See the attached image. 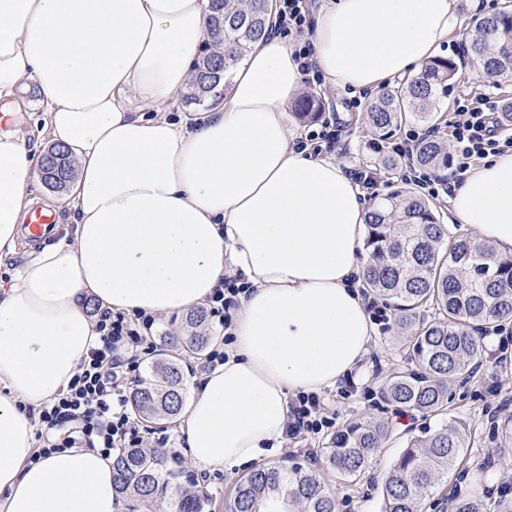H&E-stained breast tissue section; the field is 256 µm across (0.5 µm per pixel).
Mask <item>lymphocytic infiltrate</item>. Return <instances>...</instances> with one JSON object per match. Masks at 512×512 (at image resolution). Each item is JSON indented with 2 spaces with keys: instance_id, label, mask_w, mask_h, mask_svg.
<instances>
[{
  "instance_id": "lymphocytic-infiltrate-1",
  "label": "lymphocytic infiltrate",
  "mask_w": 512,
  "mask_h": 512,
  "mask_svg": "<svg viewBox=\"0 0 512 512\" xmlns=\"http://www.w3.org/2000/svg\"><path fill=\"white\" fill-rule=\"evenodd\" d=\"M309 24L310 0H279L275 32L298 38L296 56L302 61L300 70L305 82L318 85L323 76L313 60L311 43L305 38ZM501 113L499 102L488 95L456 98L448 138L460 169L512 149V125L503 121ZM422 139V132L410 129L390 146L377 142L373 148L406 159L405 180L426 190L431 197L452 195L454 187L450 180L430 178L411 165ZM155 322V316L150 314L138 315L131 321L121 313L97 312V346L79 364L67 389L38 412L42 454L61 448L93 447L108 454L115 448L140 445L135 421L126 414H113L112 397L123 387L125 368L135 362L134 350L151 340ZM334 426V417L319 394L301 392L291 401L286 431L289 440L315 436Z\"/></svg>"
}]
</instances>
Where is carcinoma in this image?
I'll use <instances>...</instances> for the list:
<instances>
[{"mask_svg": "<svg viewBox=\"0 0 512 512\" xmlns=\"http://www.w3.org/2000/svg\"><path fill=\"white\" fill-rule=\"evenodd\" d=\"M271 8L264 0H212L206 52L194 64L185 99L200 101L214 80L227 84L229 73L251 46L269 31ZM469 61L482 65L493 82L512 78V8L473 21L466 50L438 56L396 91L382 93L368 105V116L382 138L393 136L408 118L422 124L435 120V110L448 97L459 70ZM320 107L313 94L296 102L297 115L311 118ZM416 163L442 171L448 168L446 145L421 141ZM44 179L56 189L68 186L72 164L63 150L53 147L43 156ZM367 261L363 279L379 295L393 299L398 324L407 330L414 368L386 383L384 400L401 409L444 415L451 392L448 379L471 375L482 358L480 329L512 318V255L465 236L448 234L435 207L411 189L398 187L372 203L366 220ZM432 307L437 317L417 327L416 310ZM205 310L187 318V330L173 337L184 352L198 355L208 338L195 332L206 322ZM165 386L151 383L136 388L135 410L144 418L174 416L183 401V373L171 363L153 365ZM392 435L391 423L371 417L350 422L330 438L325 463L331 473L358 478ZM467 428L459 421L444 423L409 440L381 483L380 512H421L423 500L444 475L465 463ZM113 487L138 505L166 499L180 472L169 466L163 449L125 448L112 457ZM283 498L288 512H336L322 473L298 463L262 466L241 477L228 512H259L267 500ZM175 512H203L204 496L183 491L174 500ZM453 512H485L481 500L458 496Z\"/></svg>", "mask_w": 512, "mask_h": 512, "instance_id": "carcinoma-1", "label": "carcinoma"}]
</instances>
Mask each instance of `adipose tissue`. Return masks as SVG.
Segmentation results:
<instances>
[{"label": "adipose tissue", "instance_id": "ef3b65f1", "mask_svg": "<svg viewBox=\"0 0 512 512\" xmlns=\"http://www.w3.org/2000/svg\"><path fill=\"white\" fill-rule=\"evenodd\" d=\"M210 6L0 0V256L14 254L41 175L14 130L24 84L74 163L70 239L0 289V512H120L105 454L31 460L29 409L66 389L98 343L88 302L187 313L225 277L250 284L223 362L181 411L187 452L208 472L272 461L291 395L336 387L368 354L367 205L335 162L290 143L284 114L302 85L290 39L258 41L212 110L162 113L192 78ZM458 25L452 0H321L310 41L327 81L354 93L423 67ZM449 205L474 241L512 248V151L466 170Z\"/></svg>", "mask_w": 512, "mask_h": 512}]
</instances>
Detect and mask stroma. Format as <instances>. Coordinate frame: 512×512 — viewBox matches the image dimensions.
<instances>
[{
    "instance_id": "1",
    "label": "stroma",
    "mask_w": 512,
    "mask_h": 512,
    "mask_svg": "<svg viewBox=\"0 0 512 512\" xmlns=\"http://www.w3.org/2000/svg\"><path fill=\"white\" fill-rule=\"evenodd\" d=\"M506 0H453V9L460 26L440 49L441 55L456 52L468 38L474 17L490 14L505 6ZM324 100L318 117L301 120L295 113H287L286 120L292 131L303 133L318 127L320 120L336 118L342 126V141L348 148L347 154L338 151L328 152L329 160L339 167L352 165L377 166L383 168L384 181L380 194H387L402 182L404 163H397L394 170H387V154L373 152L370 144L374 138L370 128L365 104L368 94H361L360 105H352L350 95L321 84L318 88ZM486 93L503 103L512 102V78L492 85L484 82L473 67H464L444 100L436 123L438 129H445L452 118L454 99L467 93ZM28 110L23 121L17 126L19 138L38 152H46L49 147V132L44 115L36 106L35 88H26L20 94ZM184 315L166 314L156 318L152 347L141 351L138 360L137 377L148 380L152 377L151 367L158 356L177 362L185 373L186 380L200 378L206 363L205 357L194 358L184 354L179 348L167 345L169 334L181 329ZM410 366L409 351L402 331L397 324H390L385 332H374L369 353L361 372L354 376V389L350 396H342L339 390H324L323 396L336 414L337 426H344L356 418L378 417L392 422L394 433L381 448L365 476L353 479L330 477L327 484L336 496L338 512H380L381 496L377 486L395 458L406 446L408 439L421 435L424 431L436 428L444 418L458 419L466 423L471 432L470 446L466 448L467 476L458 479L449 475L439 482L433 497L424 505L425 512H450V500L458 494L485 497L490 512H498L504 502L502 485L512 483V468L507 467L512 451L502 448L501 440L505 431H512V358L498 364L496 371L498 387L489 390L487 382L480 374H472L468 379H454L452 382L453 400L447 417L424 415L416 411L398 413L395 406L384 403L380 390L390 376L407 370ZM179 419L150 422L142 436L146 447H164L174 455V466L180 470L178 488H195L207 494L204 512H225V504L233 494L236 476L223 473L200 471L191 461L185 441L180 433Z\"/></svg>"
}]
</instances>
